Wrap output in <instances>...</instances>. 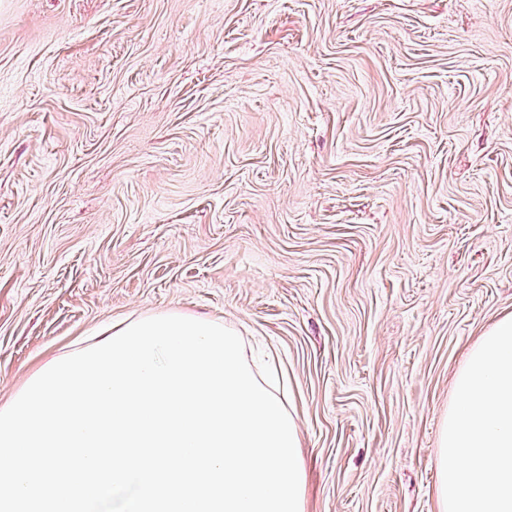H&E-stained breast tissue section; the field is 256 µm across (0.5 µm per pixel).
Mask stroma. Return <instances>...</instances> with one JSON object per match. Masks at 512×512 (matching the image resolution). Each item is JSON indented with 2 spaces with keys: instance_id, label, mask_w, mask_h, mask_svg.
Segmentation results:
<instances>
[{
  "instance_id": "stroma-1",
  "label": "stroma",
  "mask_w": 512,
  "mask_h": 512,
  "mask_svg": "<svg viewBox=\"0 0 512 512\" xmlns=\"http://www.w3.org/2000/svg\"><path fill=\"white\" fill-rule=\"evenodd\" d=\"M167 310L270 357L306 512H437L512 314V0H0V406Z\"/></svg>"
}]
</instances>
